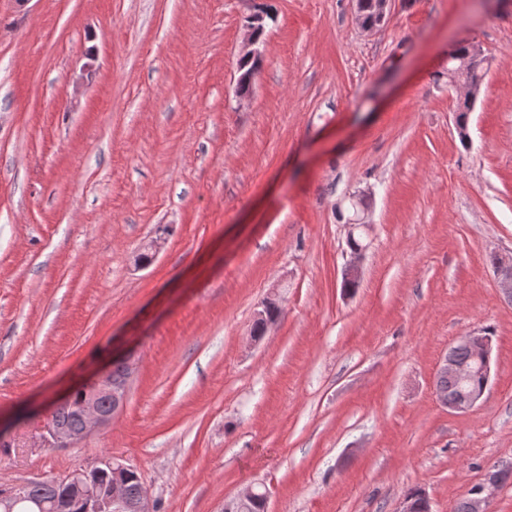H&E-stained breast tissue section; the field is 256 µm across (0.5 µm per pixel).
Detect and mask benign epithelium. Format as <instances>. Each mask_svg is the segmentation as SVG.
<instances>
[{"label":"benign epithelium","mask_w":512,"mask_h":512,"mask_svg":"<svg viewBox=\"0 0 512 512\" xmlns=\"http://www.w3.org/2000/svg\"><path fill=\"white\" fill-rule=\"evenodd\" d=\"M484 61L480 45L470 43V54L454 59L455 65L448 67V87L455 92H464L466 97L475 93V88L461 82V73L477 63ZM495 275L501 293L512 301V254L498 255ZM461 344L478 346L482 371L490 370L491 343L487 336L469 335L461 340ZM485 389L470 391L461 400L448 405L456 412H468L483 398ZM126 384L112 381V368L97 372L85 388V397L81 405L84 416V428L74 433L67 428L44 423L39 434L40 448H68L84 443L92 435L103 431L112 425L114 418L124 406ZM92 478L90 470L84 469L69 476L68 482L74 485L78 496L85 499L86 512H122L124 499L122 481L117 478L106 487L89 483Z\"/></svg>","instance_id":"1"}]
</instances>
